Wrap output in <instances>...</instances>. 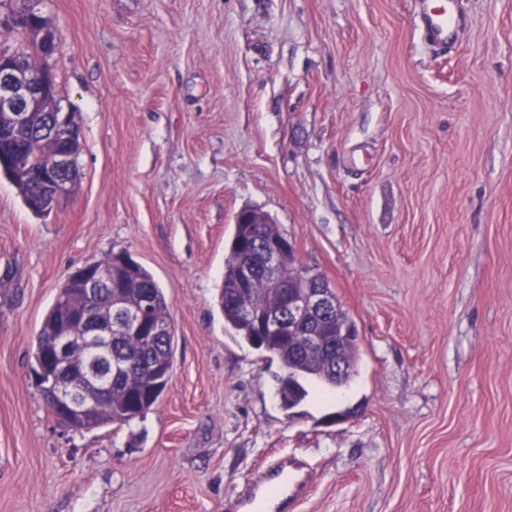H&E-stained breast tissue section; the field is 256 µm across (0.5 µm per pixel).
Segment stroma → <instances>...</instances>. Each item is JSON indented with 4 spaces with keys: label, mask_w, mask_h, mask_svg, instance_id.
<instances>
[{
    "label": "stroma",
    "mask_w": 512,
    "mask_h": 512,
    "mask_svg": "<svg viewBox=\"0 0 512 512\" xmlns=\"http://www.w3.org/2000/svg\"><path fill=\"white\" fill-rule=\"evenodd\" d=\"M458 4L443 46L417 0H42L80 179L37 216L0 176V512H224L290 453L295 512H512V0ZM245 208L356 324L334 401L283 409L279 362L224 326ZM119 253L170 302L169 382L130 425L66 429L36 335Z\"/></svg>",
    "instance_id": "35a3bbf8"
}]
</instances>
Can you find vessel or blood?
I'll use <instances>...</instances> for the list:
<instances>
[{"label": "vessel or blood", "instance_id": "b4317fda", "mask_svg": "<svg viewBox=\"0 0 512 512\" xmlns=\"http://www.w3.org/2000/svg\"><path fill=\"white\" fill-rule=\"evenodd\" d=\"M419 22L429 38L445 44L452 40L462 25L455 6L419 0ZM310 486V474L303 461L288 455L272 461L263 474L251 483V493L242 507L244 512H294Z\"/></svg>", "mask_w": 512, "mask_h": 512}]
</instances>
